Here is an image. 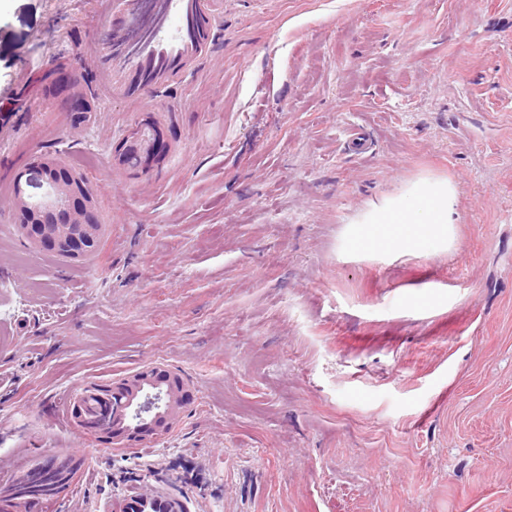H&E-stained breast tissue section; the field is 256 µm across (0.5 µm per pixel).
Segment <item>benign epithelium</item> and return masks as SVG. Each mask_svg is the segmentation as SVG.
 Listing matches in <instances>:
<instances>
[{
    "instance_id": "obj_1",
    "label": "benign epithelium",
    "mask_w": 512,
    "mask_h": 512,
    "mask_svg": "<svg viewBox=\"0 0 512 512\" xmlns=\"http://www.w3.org/2000/svg\"><path fill=\"white\" fill-rule=\"evenodd\" d=\"M138 127L131 141L151 138L149 151L138 156L136 166L144 167L164 151L159 131ZM47 187L39 199H26V188ZM17 223L33 244L60 255L77 258L99 247V216L82 179L64 174L52 159L32 163L25 180H17ZM181 379L171 372L152 367L128 378L105 384H90L70 401L71 417L90 435L105 438L121 448L168 433L175 409L182 405ZM35 471L51 478L52 494L74 477L76 466L70 457L42 461ZM159 497L142 490L123 500L114 512H148Z\"/></svg>"
}]
</instances>
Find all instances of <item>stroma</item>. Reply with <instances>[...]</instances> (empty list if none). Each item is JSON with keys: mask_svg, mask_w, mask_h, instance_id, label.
<instances>
[{"mask_svg": "<svg viewBox=\"0 0 512 512\" xmlns=\"http://www.w3.org/2000/svg\"><path fill=\"white\" fill-rule=\"evenodd\" d=\"M113 9L0 0V488L68 454L21 512L141 487L186 512H512V0H212L206 46L133 93L102 64ZM145 122L166 148L134 169ZM40 156L86 178L97 252L16 224ZM423 177L459 190L451 244L346 251ZM152 366L187 394L169 434L73 422L83 386ZM76 471L75 462L72 457H54L42 461L35 467L33 472H40L51 478L48 486V492L43 496H48L66 485L74 477Z\"/></svg>", "mask_w": 512, "mask_h": 512, "instance_id": "stroma-1", "label": "stroma"}]
</instances>
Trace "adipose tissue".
<instances>
[{
  "label": "adipose tissue",
  "mask_w": 512,
  "mask_h": 512,
  "mask_svg": "<svg viewBox=\"0 0 512 512\" xmlns=\"http://www.w3.org/2000/svg\"><path fill=\"white\" fill-rule=\"evenodd\" d=\"M458 188L445 179H421L371 204L354 217L347 242L368 248L433 250L450 240L457 222Z\"/></svg>",
  "instance_id": "adipose-tissue-1"
}]
</instances>
